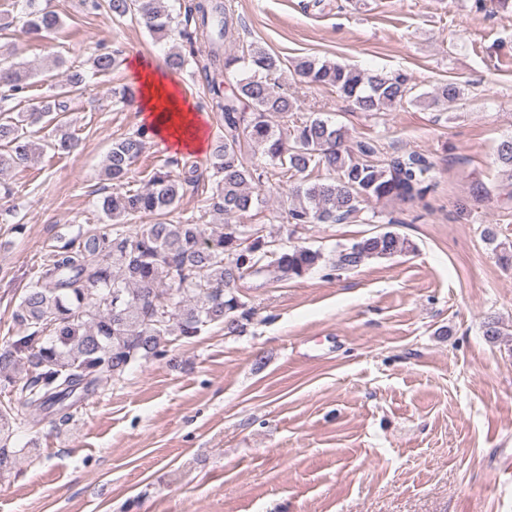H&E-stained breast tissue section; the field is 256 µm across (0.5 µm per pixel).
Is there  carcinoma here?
Returning <instances> with one entry per match:
<instances>
[{
    "label": "carcinoma",
    "instance_id": "1",
    "mask_svg": "<svg viewBox=\"0 0 512 512\" xmlns=\"http://www.w3.org/2000/svg\"><path fill=\"white\" fill-rule=\"evenodd\" d=\"M108 9L115 18L141 20L157 40L179 37L188 54L173 51L169 69L178 71L188 58L206 57L202 71H227L241 65V78L225 90L206 79L211 109L224 129L210 157L214 177L213 209L229 217L249 213L259 201L263 184L275 177L289 182L309 170L325 176L292 186L295 203L286 223L341 224L357 217L360 205L376 201H421L430 190L431 163L421 153L374 161L378 153L368 140H354L348 131L320 117H298L281 126L278 118L299 111L297 101L279 82L285 62L262 47L251 45L240 56L221 52L231 31L233 15L224 0H189L175 15L170 0H89V8ZM22 30L54 35L63 27L60 15L23 0ZM120 50L104 49L89 61L95 74L112 72ZM295 73L311 83L326 85L362 112H381L414 103L404 73L365 72L304 57ZM29 72L21 63L0 62V102L28 88ZM462 90L454 82L434 89L431 101L452 107ZM45 123L43 143L28 127ZM153 130L142 126L112 142L103 176L114 184L102 210L112 224L109 233L88 230L57 247L21 298L15 319L24 335L0 349V384L17 394L0 403V441L13 426L30 422L39 411L60 425L71 409L93 395L98 385L121 376L147 359L168 360L165 337L199 335L208 324L221 323L230 334L244 331L251 311L233 292L250 274L267 273L276 281L301 278L314 269L351 271L372 258H393L411 248L409 240L385 230L343 245L327 257L319 249L276 243L257 224H216L168 219L187 192L197 188V167L177 158L153 169L144 189L126 186ZM79 141L69 130L66 105L60 95L44 98L32 111L13 114L0 109V198L12 195L6 176L26 166L38 151L71 154ZM259 147L269 159L261 167L248 149ZM512 198V137L497 148ZM184 169L183 175L173 168ZM55 336L43 342L45 333ZM18 464V451L0 444V476Z\"/></svg>",
    "mask_w": 512,
    "mask_h": 512
}]
</instances>
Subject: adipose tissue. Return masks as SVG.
<instances>
[{
	"label": "adipose tissue",
	"instance_id": "obj_1",
	"mask_svg": "<svg viewBox=\"0 0 512 512\" xmlns=\"http://www.w3.org/2000/svg\"><path fill=\"white\" fill-rule=\"evenodd\" d=\"M138 76L142 85L139 107L145 122L175 147L202 151L203 128L189 99L181 97L155 65H140Z\"/></svg>",
	"mask_w": 512,
	"mask_h": 512
}]
</instances>
